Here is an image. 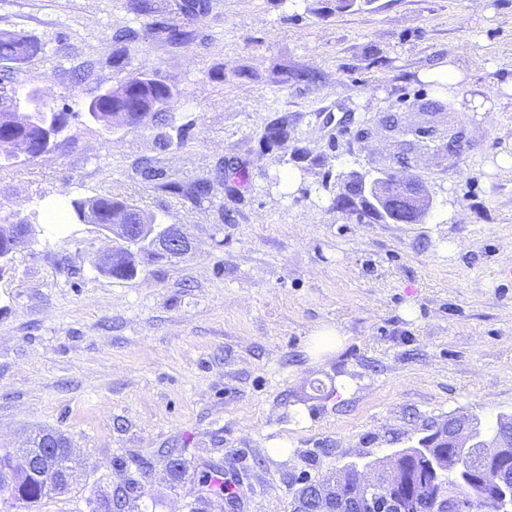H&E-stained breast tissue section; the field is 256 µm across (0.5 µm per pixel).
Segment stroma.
<instances>
[{"mask_svg": "<svg viewBox=\"0 0 512 512\" xmlns=\"http://www.w3.org/2000/svg\"><path fill=\"white\" fill-rule=\"evenodd\" d=\"M134 2L0 0V30L44 47L19 96L46 88L72 115L51 152L0 161V217L36 230L0 270V448L58 431L78 476L30 509L0 492V512H90L131 480L125 512H190L217 474L238 512H289L302 482L416 445L426 424L512 416V169L491 167L512 154V95L479 122L419 78L451 52L471 94L512 75V0H202L194 24L188 0ZM136 71L175 91L184 145L89 118ZM276 122L288 137L271 147ZM402 153L433 198L421 223L335 206L345 175ZM145 157L185 186L228 161L240 174L199 204L137 178ZM96 195L183 228L193 251L106 274L94 225L44 221ZM324 324L345 340L321 364L308 337Z\"/></svg>", "mask_w": 512, "mask_h": 512, "instance_id": "stroma-1", "label": "stroma"}]
</instances>
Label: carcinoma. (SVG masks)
<instances>
[{
	"label": "carcinoma",
	"instance_id": "obj_1",
	"mask_svg": "<svg viewBox=\"0 0 512 512\" xmlns=\"http://www.w3.org/2000/svg\"><path fill=\"white\" fill-rule=\"evenodd\" d=\"M42 52V45L28 36L15 31H0V64L3 65L0 69V158L14 157V145L20 138H52L67 126L66 112L52 113L46 132L32 124L24 126L17 123L19 104L15 84L19 82L24 65ZM172 100L173 91L167 84L150 78L144 72H131L111 87L105 97L91 101L88 110L96 121L112 128H159L171 124ZM139 175L158 189L182 193V186L169 179L150 159L142 160ZM118 212L127 213L139 224L156 223L154 216L127 200L88 196L73 197L68 201L67 215L78 222L107 224L110 217ZM30 232L31 225L23 219L11 221L6 218L0 223V270L10 263L16 252V238ZM157 260L158 257L144 247L129 251L121 246L113 255L106 273L119 279L131 278L137 274L139 266ZM476 426L482 439L473 448L457 447L441 433L439 425L434 424L426 436L431 442L426 452L411 446L370 462L372 469L380 473L389 470L398 473L397 484L382 485L381 493L397 500L399 512H441V507L450 499L468 510L474 505H481L491 512H512V503L502 502L499 496V482L483 471L487 458L498 459L507 464L505 486L512 485V421L499 415L492 427L482 428L479 420ZM54 435L62 443L70 444L61 434L40 430L29 438L27 445L31 449L48 448ZM46 475L47 471L41 468L19 478L10 489L12 499L27 507L39 502L46 497L43 490ZM326 483L339 487L345 497L358 490L355 474L344 469L337 471ZM136 493L138 486L131 482L127 484L124 496L117 497L112 504L104 498L99 499L91 512H124L126 500ZM310 495L307 483H301L294 491L290 512H308L305 500Z\"/></svg>",
	"mask_w": 512,
	"mask_h": 512
}]
</instances>
